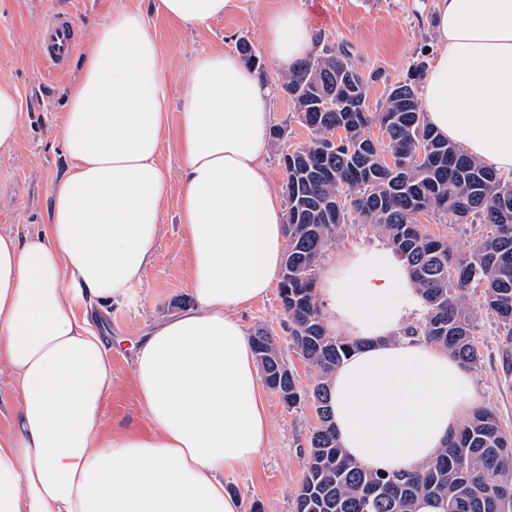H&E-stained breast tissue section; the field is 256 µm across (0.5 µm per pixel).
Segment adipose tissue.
I'll list each match as a JSON object with an SVG mask.
<instances>
[{
	"instance_id": "adipose-tissue-1",
	"label": "adipose tissue",
	"mask_w": 512,
	"mask_h": 512,
	"mask_svg": "<svg viewBox=\"0 0 512 512\" xmlns=\"http://www.w3.org/2000/svg\"><path fill=\"white\" fill-rule=\"evenodd\" d=\"M233 0H152L190 27ZM437 51L420 86L429 125L469 156L512 173V0H434ZM296 0L265 18L264 51L283 72L311 55ZM179 218L191 244L190 297L132 348L152 428L104 425L112 361L80 306L125 299L149 264L169 176L158 162L169 100L163 53L139 11L100 22L68 90L57 138L69 161L47 221L0 233V366L13 376L0 435V512H239L225 473L262 454L264 393L240 313L264 297L287 248L285 210L264 166L275 88L237 53L194 56L184 76ZM22 119L0 85V152ZM324 324L357 341L328 382L344 452L378 472L432 460L480 402L447 350L406 336L422 301L386 249L327 258Z\"/></svg>"
}]
</instances>
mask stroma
Returning <instances> with one entry per match:
<instances>
[{"label": "stroma", "instance_id": "35a3bbf8", "mask_svg": "<svg viewBox=\"0 0 512 512\" xmlns=\"http://www.w3.org/2000/svg\"><path fill=\"white\" fill-rule=\"evenodd\" d=\"M277 0H234L224 17L191 28L151 12L149 0H0V84L12 87L22 106L19 142L12 153L0 154V232L25 234L44 224L50 190L68 165L56 132L63 117L69 87L80 75V60L97 24L116 11L145 12L151 32L164 50L165 84L170 97L168 130L159 162L170 175V191L163 203L162 229L153 258L127 298L113 304L105 320L107 347L112 359V391L106 422L115 432H148V420L132 384V348L162 315L176 311L189 295V244L179 221L182 159L175 132L181 120L183 72L201 52L236 50L239 40L255 52L263 50V19ZM432 0H301L314 33L330 45L346 44L357 70L368 76L371 110L385 101L386 90L405 78L410 66L430 60L436 40L431 24ZM55 14L72 16L77 47L64 70L47 69L38 58L40 25ZM379 80H372V73ZM273 123L287 136L271 147L265 166L276 189L286 175L280 154L307 142L292 104L276 95ZM424 233L447 238L455 251L468 253L478 245L486 228L460 224L454 217L431 214L418 218ZM247 331L265 328L276 340L300 386L311 388L316 373L292 349L288 322L277 290L252 303L241 313ZM474 336L481 353L472 368L483 408L498 416L512 432V330L492 315L477 311ZM269 442L252 464L225 473L224 484L235 491L243 506L260 502L263 512H296L295 497L304 477L302 464L307 440L317 425L313 408H288L273 392H266Z\"/></svg>", "mask_w": 512, "mask_h": 512}]
</instances>
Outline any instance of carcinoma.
<instances>
[{
	"instance_id": "obj_1",
	"label": "carcinoma",
	"mask_w": 512,
	"mask_h": 512,
	"mask_svg": "<svg viewBox=\"0 0 512 512\" xmlns=\"http://www.w3.org/2000/svg\"><path fill=\"white\" fill-rule=\"evenodd\" d=\"M346 72L353 94L341 80ZM424 72V63L412 65L377 112L370 110L366 81L345 45L324 47L282 84L311 139L281 156L288 244L279 296L291 346L317 372L313 387L300 388L266 331L251 339L266 386L290 408L310 403L318 416L303 457L296 512H417L423 498L438 512H512V433L493 412L475 410L432 461L390 474L367 471L346 457L327 413L328 379L357 345L326 331L315 270L344 224L379 227L408 267L424 304L411 334L476 367L480 352L470 303L476 295L478 308L512 331V177L428 126L416 93ZM328 97L333 110L320 103ZM374 125L386 126L379 152L370 133ZM335 128L345 136L332 144L328 134ZM385 153L402 167H389ZM429 213L491 230L472 252L457 253L449 241L423 233L417 217Z\"/></svg>"
}]
</instances>
